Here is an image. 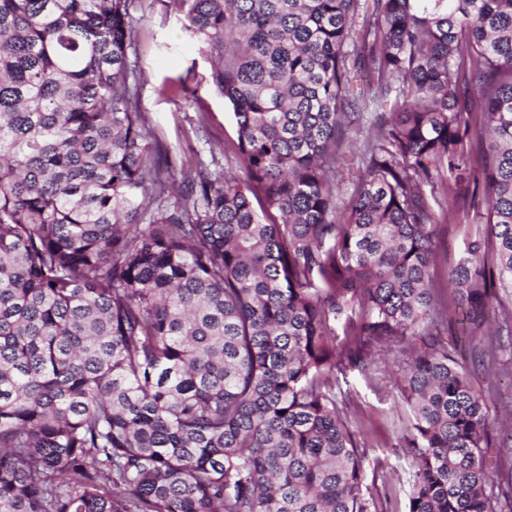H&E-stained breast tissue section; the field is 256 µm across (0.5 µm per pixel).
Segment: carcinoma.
I'll return each mask as SVG.
<instances>
[{"label": "carcinoma", "mask_w": 512, "mask_h": 512, "mask_svg": "<svg viewBox=\"0 0 512 512\" xmlns=\"http://www.w3.org/2000/svg\"><path fill=\"white\" fill-rule=\"evenodd\" d=\"M181 2L246 181L201 164L174 195L132 0H0V512H371L336 384L385 351L411 415L404 512H512L443 338L422 191L446 168L487 197L448 287L478 328L501 308L493 372L512 0Z\"/></svg>", "instance_id": "obj_1"}]
</instances>
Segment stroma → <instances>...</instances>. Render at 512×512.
<instances>
[{
    "label": "stroma",
    "mask_w": 512,
    "mask_h": 512,
    "mask_svg": "<svg viewBox=\"0 0 512 512\" xmlns=\"http://www.w3.org/2000/svg\"><path fill=\"white\" fill-rule=\"evenodd\" d=\"M137 33L128 49V62L141 76L140 108L145 112L158 140L185 167L218 161L227 171H237L235 159L226 151L237 140L232 109L208 83L210 61L200 43L182 28L184 9L179 0H144L134 8ZM447 221L436 228V286L449 311H457L458 300L448 286V272L466 244L484 235L483 202L457 192L450 173L440 175L435 190ZM459 346V361L474 387L487 396L490 416L512 405V353L502 352L504 369L490 375L482 366L484 343L480 335L453 334ZM345 408L353 431L367 451L363 459L366 483L374 487L378 512H386L383 486L376 477L390 475L393 485L405 483L409 461L403 453V436L409 412L397 389V371H348Z\"/></svg>",
    "instance_id": "obj_1"
}]
</instances>
